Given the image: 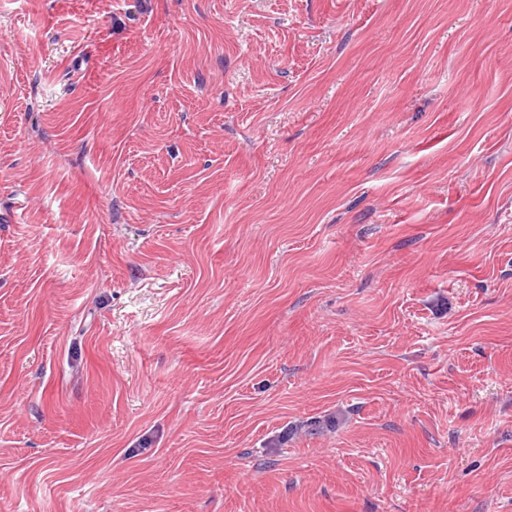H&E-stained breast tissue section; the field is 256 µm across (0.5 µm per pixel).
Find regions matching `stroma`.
I'll list each match as a JSON object with an SVG mask.
<instances>
[{
	"label": "stroma",
	"mask_w": 512,
	"mask_h": 512,
	"mask_svg": "<svg viewBox=\"0 0 512 512\" xmlns=\"http://www.w3.org/2000/svg\"><path fill=\"white\" fill-rule=\"evenodd\" d=\"M0 512H512V0H0Z\"/></svg>",
	"instance_id": "obj_1"
}]
</instances>
